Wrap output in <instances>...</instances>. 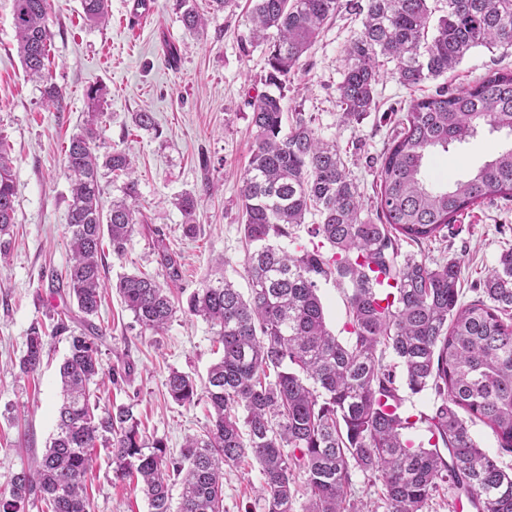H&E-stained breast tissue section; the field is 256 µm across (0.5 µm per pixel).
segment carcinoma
Segmentation results:
<instances>
[{"instance_id": "1", "label": "carcinoma", "mask_w": 512, "mask_h": 512, "mask_svg": "<svg viewBox=\"0 0 512 512\" xmlns=\"http://www.w3.org/2000/svg\"><path fill=\"white\" fill-rule=\"evenodd\" d=\"M250 43L267 46L264 84L276 88L252 101L254 146L240 177L241 231L250 246L248 294L228 280L209 282L187 299V312L216 329L223 354L207 374L209 424L186 438L180 457L161 439L143 435L133 407L97 413L91 385L101 350L91 317L106 287L99 263L103 241L125 253L137 223L138 183L122 152L99 153L102 89L87 91L89 119L72 135L64 168L70 184L67 233L71 257L58 287L76 300L80 332L71 335L60 367L63 401L57 431L35 467L13 474L0 491V512H26L39 501L46 512H90L86 477L100 435L109 445L115 476L136 481L150 512H224V467L250 457L262 475L265 512H295L296 477L305 479L302 512H361L351 500L352 473L381 481L385 512H424L443 485L476 512H512V472L478 447L470 424L480 421L512 455V248L460 301V266L431 263L402 251L445 239L463 211L491 196L512 200V144L497 149L468 175L442 181L428 173L438 151L462 145L487 126L512 133V70L418 98L397 120L398 130L379 157L375 216L336 141L320 135L315 118L285 112L286 92L340 0H251ZM83 19L103 26L108 0H81ZM185 30L204 32L207 19L193 0H176ZM17 51L26 73L42 82L44 98L62 94L49 75L48 0H12ZM359 36L345 49L337 90L345 122L376 110L381 61L404 87L454 70L473 48L512 46V0H368ZM129 176L122 196L102 205L103 173ZM12 159L0 135V258L8 255L15 224ZM197 198L178 208L184 233L195 235ZM313 214L310 236L330 247L324 255L298 243L295 229ZM288 240V246L281 244ZM167 278L180 264L160 251ZM347 290L348 336L326 326L320 281ZM116 290L135 321L162 333L176 313L168 287L144 273L120 277ZM46 332L33 325L20 370L35 372ZM392 353L396 363L385 362ZM428 393L430 413L405 414L406 398ZM168 396L199 400L195 380L172 370ZM427 424L428 446L408 431ZM179 483L177 510L171 486Z\"/></svg>"}]
</instances>
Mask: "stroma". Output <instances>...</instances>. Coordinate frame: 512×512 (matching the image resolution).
Here are the masks:
<instances>
[{
	"label": "stroma",
	"instance_id": "obj_1",
	"mask_svg": "<svg viewBox=\"0 0 512 512\" xmlns=\"http://www.w3.org/2000/svg\"><path fill=\"white\" fill-rule=\"evenodd\" d=\"M341 4L303 57L285 107L312 114L322 136L336 140L370 210L376 159L396 129L394 112L434 93L438 84L409 89L383 69L378 109L360 122H343L337 86L344 50L361 29L355 9L367 0ZM195 5L209 22L204 33L192 36L173 0H153L146 15L137 0H109V22L103 27L84 21L80 0H49V69L62 93L54 105L26 75L17 53L12 2L0 0V133L8 140L14 166L16 224L13 248L0 261V489L7 488L15 472L35 466L56 432L67 335L48 338L33 376L21 374L18 363L31 325L49 328L62 317L70 328L80 326L75 300L57 291L51 278L64 271L70 256L64 148L85 123L86 91L93 85L105 91L100 117L104 150L126 152L133 162L140 218L124 255L108 251L103 256L109 288L92 322L99 333L102 371L119 378L97 388L99 408L132 406L148 437L163 440L174 457L186 437L202 434L209 422L205 402L177 404L164 383L173 369L205 383L217 359L214 329L202 317L180 310L164 334H153L135 322L114 288L120 276L140 272L166 282L156 250L161 241L180 257L182 277L170 283L176 299L221 277L240 290L249 288L239 178L253 145L248 100L264 89L266 53L264 47L247 44L250 0H236L217 14L210 0H195ZM502 68L512 69V48L478 47L443 83L453 89ZM137 112L153 114L156 132L134 125ZM510 141L506 132L481 130L469 143L436 153L431 168L444 177L464 175ZM185 193L198 199L197 233L191 237L183 232L177 206ZM511 247L512 201L495 197L472 207L449 226L446 240L422 252L432 261L458 262L462 298L469 301L474 282ZM95 454L96 465L87 477L91 512H149L143 494L115 478L105 443H98ZM260 486L255 461L226 469L224 512H264Z\"/></svg>",
	"mask_w": 512,
	"mask_h": 512
}]
</instances>
